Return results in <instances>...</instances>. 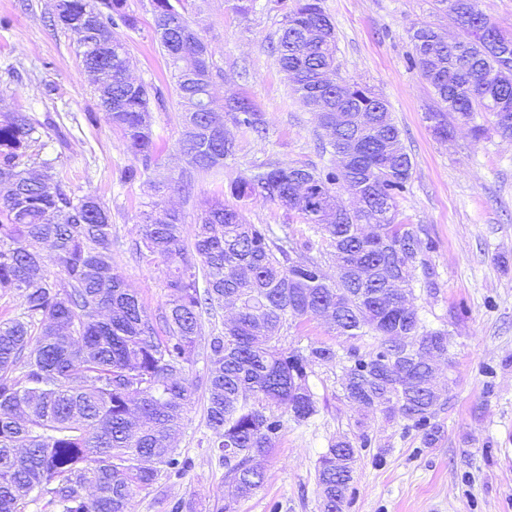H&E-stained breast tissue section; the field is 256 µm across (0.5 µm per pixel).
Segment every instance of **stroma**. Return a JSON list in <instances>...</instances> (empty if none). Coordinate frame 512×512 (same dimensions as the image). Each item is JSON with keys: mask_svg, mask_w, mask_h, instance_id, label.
<instances>
[{"mask_svg": "<svg viewBox=\"0 0 512 512\" xmlns=\"http://www.w3.org/2000/svg\"><path fill=\"white\" fill-rule=\"evenodd\" d=\"M137 30L121 29L135 78L158 87L164 102L153 107V126L162 152L140 179L124 180L132 165L118 130L89 120L100 110L74 36L51 25L54 0H0V122L25 112L41 123L40 158L55 160L74 196L92 195L112 223V265L135 289L145 308L158 313L168 299L164 268L135 258L141 215L161 200L184 216L192 238L204 202L228 192L262 162L320 169L335 163L321 148L324 131L303 106L267 45L276 39L283 13L274 0H189L187 15L213 53L220 75L216 101L249 98L265 121L264 137L229 126L236 148L217 173L195 178L191 198L176 191L158 195L157 185L178 179L185 166L179 150L183 108L153 33L152 0H127ZM337 39L342 78L370 86L391 105L411 157L408 190L399 218L432 244L425 254L434 288L416 289L414 305L432 328L447 327L448 358L437 371L439 385H451L450 403L437 410L439 439L425 444L400 417L360 410L342 396L339 362L317 364L308 384L318 413L309 425L286 424L275 448L262 459L264 483L252 495L232 499L227 470L208 446L206 425L207 347L223 327L228 307L203 316L188 378L196 401L185 414L176 446L192 465L181 477H164L152 489L135 492L133 512H168L178 500L195 512H321L317 465L329 444L341 438L369 443L360 449L345 512H512V139L491 131L492 116L476 123L489 132L473 141L468 127L455 125L440 139L424 114L433 106L432 87L408 58L410 29L421 22L456 35L452 14L433 0H322ZM248 222L287 225L296 239L309 230L279 205L250 197L238 200ZM346 342L318 316L290 323L284 343L304 347Z\"/></svg>", "mask_w": 512, "mask_h": 512, "instance_id": "35a3bbf8", "label": "stroma"}]
</instances>
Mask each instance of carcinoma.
I'll return each mask as SVG.
<instances>
[{
    "label": "carcinoma",
    "instance_id": "cac0c4a2",
    "mask_svg": "<svg viewBox=\"0 0 512 512\" xmlns=\"http://www.w3.org/2000/svg\"><path fill=\"white\" fill-rule=\"evenodd\" d=\"M181 0H153V31L176 79L183 108L211 97L199 72L214 73L204 39L185 31ZM461 20L460 35L446 43L417 29L410 34L411 67L432 86L436 106L425 113L434 135L451 132L448 118L471 124L480 140L487 112L494 129L512 138V37L480 8V0H435ZM127 0H56L53 20L75 28L96 21L97 43L77 41L85 70L111 56L106 82L95 86L104 120L121 131L134 159L133 179L157 160L151 102L161 90L129 74L124 39L134 30ZM285 24L270 49L304 105L322 125L333 124L334 152L358 141L363 151L346 172L264 163L230 185L241 199L260 195L294 214L318 236L299 242L288 226L250 224L239 208L215 197L198 217L191 243L173 209L141 217L136 254L148 266L166 267L169 299L148 313L135 291L112 267L109 212L93 196L76 197L49 160L33 166L29 150L39 142L38 122L16 112L0 123V290L17 292L24 312L0 321V512H26L42 499L56 512H130L137 490L162 476L181 477L190 461L174 441L184 411L194 402L187 373L202 315L217 305L235 316L211 337L206 353V421L209 445L224 461L237 496L258 489L263 472L252 466L275 447L285 421L301 426L316 414L308 370L331 362L330 346L283 344L288 320L311 314L332 317L347 340L374 339L371 350L351 346L341 367L343 396L366 411L399 413L405 428L428 444L441 425L433 401L431 358L448 359V330L430 329L417 311L389 306L381 296L413 297L423 241L411 224L397 221L408 190L412 161L388 102L355 81L323 83L336 71V32L321 0L280 2ZM212 111L185 113L180 146L188 169L172 186L190 193L194 172L216 171L234 155L224 140L231 121L252 131L264 122L244 97ZM344 121L336 122V110ZM322 188L313 207L303 202L294 176ZM357 189L353 205L339 189ZM55 252L59 273L45 265L43 246ZM330 254L336 276L324 272L312 250ZM344 439L319 458L322 512H344L358 448Z\"/></svg>",
    "mask_w": 512,
    "mask_h": 512
}]
</instances>
